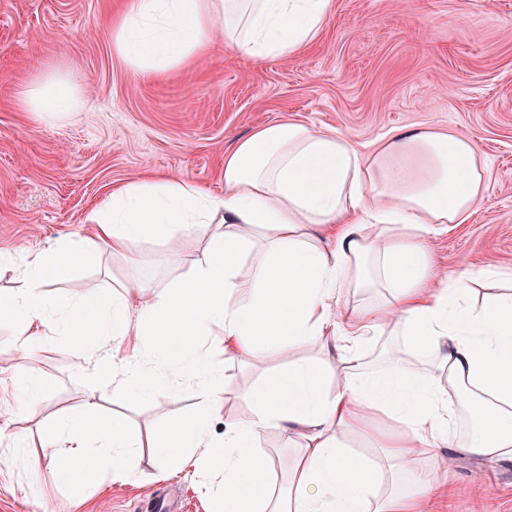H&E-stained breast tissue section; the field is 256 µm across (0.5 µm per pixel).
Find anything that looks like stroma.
Wrapping results in <instances>:
<instances>
[{"label": "stroma", "mask_w": 512, "mask_h": 512, "mask_svg": "<svg viewBox=\"0 0 512 512\" xmlns=\"http://www.w3.org/2000/svg\"><path fill=\"white\" fill-rule=\"evenodd\" d=\"M131 0H0V252L12 270L0 289L39 253L84 235L85 216L114 186L149 174L184 177L220 193L224 156L237 139L278 121L337 129L363 153L389 130L442 127L470 138L488 170L487 188L469 219L430 236L427 248L448 273L512 270V0H335L320 37L297 54L255 61L213 38L188 64L135 76L112 52V18ZM67 81L82 109L65 120L27 111L22 94L49 80ZM207 236L199 228L170 243L139 245L140 272L155 294L187 276ZM129 275L102 253L79 274L58 280L51 298L74 286L111 288ZM298 348L259 364L227 362L222 420L252 414L242 396L261 373H275ZM86 357L60 335L18 351L0 322V368L45 386L36 410L12 428L40 442L56 416L78 411ZM196 410L193 396L173 404L102 403L104 415L134 430L159 429L173 410ZM150 457L139 483L95 492L74 505L52 467L0 471V512H155L162 498L176 512H210L201 484L175 475L156 480ZM448 490L437 512H512V455L448 457Z\"/></svg>", "instance_id": "obj_1"}]
</instances>
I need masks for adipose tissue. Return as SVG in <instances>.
<instances>
[{"label": "adipose tissue", "mask_w": 512, "mask_h": 512, "mask_svg": "<svg viewBox=\"0 0 512 512\" xmlns=\"http://www.w3.org/2000/svg\"><path fill=\"white\" fill-rule=\"evenodd\" d=\"M333 12V0H132L112 28L115 54L137 73L174 67L196 54L213 30L225 48L264 61L296 54ZM28 110L50 116L78 111L68 83L28 91ZM486 167L473 142L424 125L391 130L362 154L333 128L277 122L236 141L224 157V191L186 179L143 178L113 189L85 217L86 236L39 254L21 285L0 290V319L26 352L59 333L91 349L81 364L82 413L57 420L38 447L10 435L15 456L35 472L56 463L71 498L85 502L97 479L138 482L140 450L150 447L159 478L188 471L216 482L214 512H433L447 462L439 447L493 460L512 454V271L468 270L448 277L425 247L428 235L462 223L478 203ZM212 228L186 280L154 295L131 277L103 296L88 288L65 304L47 297V283L71 276L108 250L136 268L139 242H169L202 225ZM253 294L233 301L243 263ZM504 284L478 294V286ZM353 288H383L386 301L352 307ZM400 331L431 365L412 370L401 357L370 372L362 361L367 336ZM224 339V359L261 360L306 347L336 361V388L324 367L298 360L246 392L252 415L214 422L224 406L223 361L204 348ZM130 336L126 352L99 349L103 338ZM172 400L192 392L198 410L173 415L149 440L99 415L105 394L143 400L157 391ZM0 392L20 410L44 394L36 378L0 375ZM400 423L395 437L374 430L372 413ZM470 414L465 439L448 429ZM275 429L296 449L288 488L276 491L272 455L255 448ZM361 431L409 477L405 494L382 495L384 474L344 444ZM431 468H419L420 458Z\"/></svg>", "instance_id": "1"}]
</instances>
